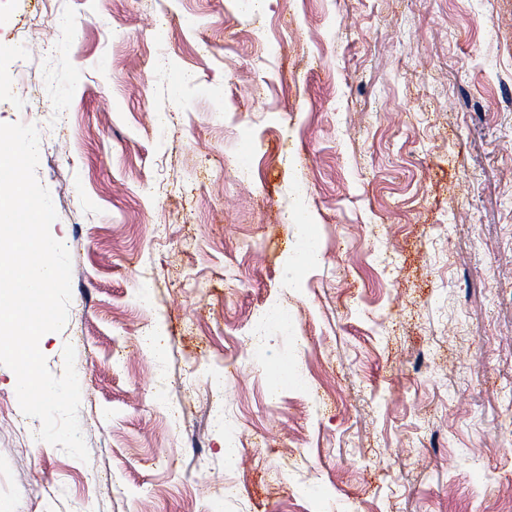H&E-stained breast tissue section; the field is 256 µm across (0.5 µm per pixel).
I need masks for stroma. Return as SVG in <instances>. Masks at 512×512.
<instances>
[{
  "instance_id": "35a3bbf8",
  "label": "stroma",
  "mask_w": 512,
  "mask_h": 512,
  "mask_svg": "<svg viewBox=\"0 0 512 512\" xmlns=\"http://www.w3.org/2000/svg\"><path fill=\"white\" fill-rule=\"evenodd\" d=\"M0 123L39 131L89 451L0 365L10 512H512V0H0ZM315 224H294L295 232L303 239L304 247L296 253L292 269L295 273L317 264L322 256L323 245L314 230Z\"/></svg>"
}]
</instances>
